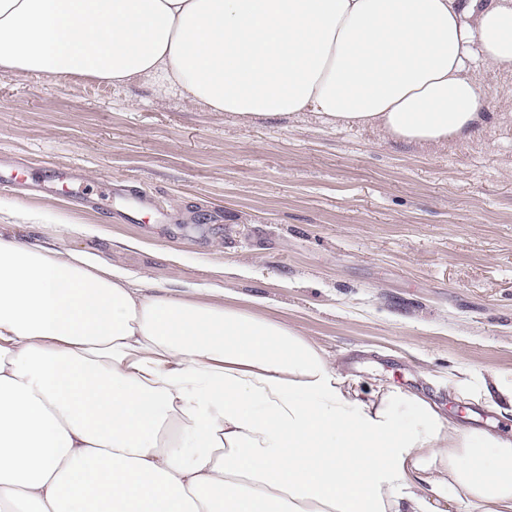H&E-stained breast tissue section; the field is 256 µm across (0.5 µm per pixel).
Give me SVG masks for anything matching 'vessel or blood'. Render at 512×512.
<instances>
[{
	"label": "vessel or blood",
	"instance_id": "b4317fda",
	"mask_svg": "<svg viewBox=\"0 0 512 512\" xmlns=\"http://www.w3.org/2000/svg\"><path fill=\"white\" fill-rule=\"evenodd\" d=\"M57 185L67 187L72 197L87 206L95 208L100 204L99 195L88 187L83 175L77 169L54 170L50 180L42 181L25 164L0 156V188L23 192L34 188L50 190Z\"/></svg>",
	"mask_w": 512,
	"mask_h": 512
}]
</instances>
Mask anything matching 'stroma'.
I'll return each mask as SVG.
<instances>
[{
	"label": "stroma",
	"instance_id": "1",
	"mask_svg": "<svg viewBox=\"0 0 512 512\" xmlns=\"http://www.w3.org/2000/svg\"><path fill=\"white\" fill-rule=\"evenodd\" d=\"M488 126L445 149L327 125L317 113L244 120L147 81L112 85L0 74V153L40 177L149 196L146 219L62 188L0 190V233L97 254L151 286L265 297L339 355L462 425L512 434V68L470 66ZM37 209L40 225L13 223Z\"/></svg>",
	"mask_w": 512,
	"mask_h": 512
}]
</instances>
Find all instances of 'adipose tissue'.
<instances>
[{
  "label": "adipose tissue",
  "instance_id": "obj_1",
  "mask_svg": "<svg viewBox=\"0 0 512 512\" xmlns=\"http://www.w3.org/2000/svg\"><path fill=\"white\" fill-rule=\"evenodd\" d=\"M473 62L512 67V0H0L1 74L420 147L486 124ZM0 512H512V436L287 320L0 235Z\"/></svg>",
  "mask_w": 512,
  "mask_h": 512
}]
</instances>
